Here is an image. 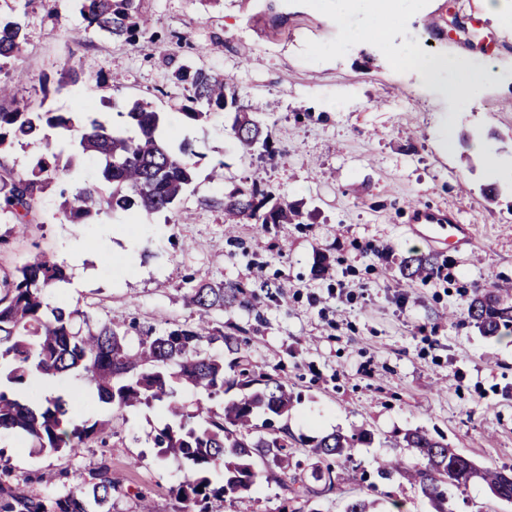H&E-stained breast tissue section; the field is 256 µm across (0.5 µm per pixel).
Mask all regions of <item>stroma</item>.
Segmentation results:
<instances>
[{
	"instance_id": "1",
	"label": "stroma",
	"mask_w": 512,
	"mask_h": 512,
	"mask_svg": "<svg viewBox=\"0 0 512 512\" xmlns=\"http://www.w3.org/2000/svg\"><path fill=\"white\" fill-rule=\"evenodd\" d=\"M484 0H387L392 27L384 41L362 44L358 33L377 13L366 0H141L152 33L176 32L169 58L147 39L82 37L78 0H0V16L18 18L27 44L21 59L0 68L13 98L0 107L69 117L72 130H49L72 186L95 182L98 166L78 149L87 112L117 121L137 101L172 115L175 138L190 137L202 158L200 183L171 211L102 214L84 224L57 220L59 184L40 196L37 222L0 247V275L32 254L65 263L69 280L51 293L57 304L81 306L120 323L164 330L193 322L182 294L188 278L241 283L244 304L213 313L234 328L253 365L285 378L298 394L288 414L293 454L289 474L313 482L327 463L310 454L331 433H369L345 463V481L294 512H344L356 498L377 512L392 502L403 512H431L416 487L396 479L369 485L363 472L377 460L410 457L405 437L419 430L477 466L512 467V333L484 335L469 319L473 299L494 286L512 289V25L485 11ZM461 19L463 33L449 37ZM251 47V56L241 54ZM456 53L493 71L474 105L444 98L397 66L410 54ZM219 74L241 104H257L276 147L274 156L243 155L232 134L233 109L206 121L179 115L180 65ZM86 81L59 88L63 67ZM450 132L448 149L438 143ZM483 140L497 160L488 171L473 148ZM224 164V181L206 176ZM258 179L303 214L299 224L224 221L217 206L242 182ZM452 210L473 227L466 251L427 245L411 232L410 208ZM136 222L139 247L123 238ZM432 256L433 274L411 281L402 265L413 253ZM40 396L74 405V421L111 418L121 437L79 454L38 451L0 434V469L44 496L74 486L108 461L122 486L112 512H174L185 470L152 443L167 416L162 405L114 412L76 373ZM289 493L274 483L245 499H210L208 512H279ZM448 512H512V503L472 483L453 491Z\"/></svg>"
}]
</instances>
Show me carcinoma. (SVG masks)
Segmentation results:
<instances>
[{
    "label": "carcinoma",
    "mask_w": 512,
    "mask_h": 512,
    "mask_svg": "<svg viewBox=\"0 0 512 512\" xmlns=\"http://www.w3.org/2000/svg\"><path fill=\"white\" fill-rule=\"evenodd\" d=\"M140 2L80 0L84 34L100 32L116 41L136 43L148 33ZM25 41L20 21L0 20V62L19 59ZM177 78L184 89L183 116L198 121L231 107L236 112L232 130L239 146L250 151L259 145L267 156L274 155L269 136L255 117L261 108L240 104L228 81L185 66L178 68ZM126 116L135 128L132 135L87 116L80 147L99 162L100 179L112 186V192L105 195L95 184L61 191L62 220L82 224L109 211H168L195 183L199 154L188 139L176 144L161 137L160 113L144 103H134ZM46 126L68 131L71 120L51 112L0 109V146L8 140L21 143L37 138ZM46 150L47 157L26 173L0 165V217L11 222L0 233V245L27 226L40 194L59 173L69 170L59 165V153L51 143H46ZM220 205L224 221L230 223L250 219L260 224H298L301 218L299 210L281 197L274 198L256 179L236 188ZM431 270V257L423 254L411 255L403 264V274L412 281L427 278ZM66 281V266L43 252L0 278L1 431L20 433L34 447L52 452H74L92 443L104 447L105 435L120 436L110 419L75 424L69 416L70 404L63 398L36 399L27 394L29 382L36 377L78 372L98 401L117 412L155 401L163 404L168 422L154 435L153 447L186 466V476L176 489L178 512H207L210 498H241L263 478L287 486L295 499L318 498L335 488L341 473L330 467L317 477L323 482L320 489L272 471L290 456L288 427L274 425V419L288 416L291 410L288 381L255 369L242 355L236 336L209 328L211 314L243 303V285L198 280L184 294L197 315L196 323L149 330L134 344L126 325L77 306L50 302L47 292ZM468 315L487 335L512 329V305L500 306L492 290L472 301ZM219 341L223 351H211L210 346ZM234 386L249 392L226 402L220 412L201 407L189 413L179 402L183 389L213 400L224 398ZM366 438L365 432L332 433L315 441L312 453L321 459L346 460L351 448ZM406 441L416 450L419 462L384 461L377 474L384 480L397 476L418 486L434 512H448V487L473 479L486 484L496 498L512 502L511 468L478 467L423 431L408 434ZM119 487L120 480L106 463L91 469L75 487L43 497L3 474L0 512H112V494Z\"/></svg>",
    "instance_id": "obj_1"
}]
</instances>
